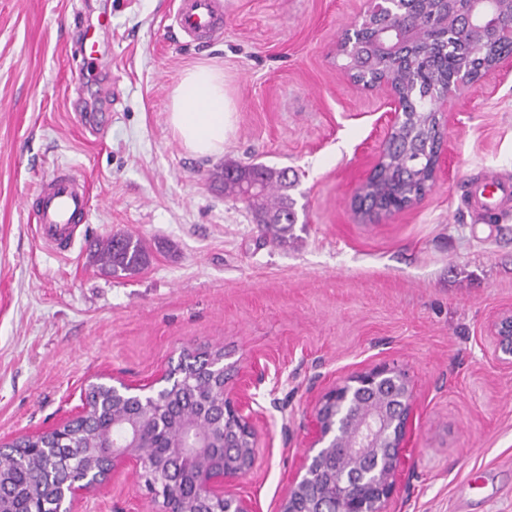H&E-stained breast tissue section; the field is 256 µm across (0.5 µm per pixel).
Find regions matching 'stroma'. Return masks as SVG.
I'll return each mask as SVG.
<instances>
[{
    "label": "stroma",
    "instance_id": "stroma-1",
    "mask_svg": "<svg viewBox=\"0 0 512 512\" xmlns=\"http://www.w3.org/2000/svg\"><path fill=\"white\" fill-rule=\"evenodd\" d=\"M366 0H224V33L191 42L175 0H0V440L39 433L88 383L160 377L184 349L223 348L280 369L279 412L258 422L253 468L231 478L279 512L304 424L329 384L379 364L405 370L416 415L386 512H512V368L487 328L512 310V201L496 220L473 182L512 173V73L449 106L448 169L415 207L361 220L354 196L385 148V91L356 86L337 56ZM112 67H86L80 32ZM205 64L224 76V150L187 151L168 122L174 88ZM230 163L288 171L299 220L287 245L227 196ZM68 165L90 214L65 255L34 232V199ZM142 240L138 274L102 270L89 243ZM76 512H161L127 471Z\"/></svg>",
    "mask_w": 512,
    "mask_h": 512
}]
</instances>
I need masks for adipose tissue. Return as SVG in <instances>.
Instances as JSON below:
<instances>
[{
  "mask_svg": "<svg viewBox=\"0 0 512 512\" xmlns=\"http://www.w3.org/2000/svg\"><path fill=\"white\" fill-rule=\"evenodd\" d=\"M169 122L191 153L201 157L222 153L231 128L223 75L207 65L188 70L174 90Z\"/></svg>",
  "mask_w": 512,
  "mask_h": 512,
  "instance_id": "1",
  "label": "adipose tissue"
}]
</instances>
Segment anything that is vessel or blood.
Masks as SVG:
<instances>
[{"label": "vessel or blood", "instance_id": "b4317fda", "mask_svg": "<svg viewBox=\"0 0 512 512\" xmlns=\"http://www.w3.org/2000/svg\"><path fill=\"white\" fill-rule=\"evenodd\" d=\"M173 21L181 33L205 42L224 31L223 0H178ZM512 199V178L497 176L476 183L470 192L473 209L488 211ZM90 208L84 180L72 169L58 168L40 187L36 198L40 241L62 255L70 250L80 224Z\"/></svg>", "mask_w": 512, "mask_h": 512}]
</instances>
